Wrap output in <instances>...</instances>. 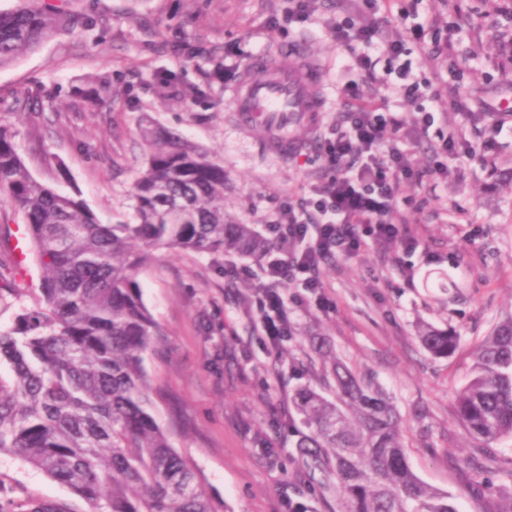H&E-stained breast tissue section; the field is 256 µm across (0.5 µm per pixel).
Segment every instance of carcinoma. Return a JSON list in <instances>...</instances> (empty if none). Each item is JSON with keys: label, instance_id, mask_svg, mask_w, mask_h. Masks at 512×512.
Listing matches in <instances>:
<instances>
[{"label": "carcinoma", "instance_id": "carcinoma-1", "mask_svg": "<svg viewBox=\"0 0 512 512\" xmlns=\"http://www.w3.org/2000/svg\"><path fill=\"white\" fill-rule=\"evenodd\" d=\"M66 22L41 0L0 11V67L51 38ZM147 158L133 184L136 224H105L80 198L35 178L0 124V222L26 224L40 276L33 306L0 329V454L40 469L93 512H224L202 490L195 465L160 421L164 393L144 361L165 341L136 277L158 249L259 255L267 243L224 210V167L175 134L146 128ZM423 348L445 357L457 337L433 327ZM329 359L336 396L310 387L289 396L295 454L321 474L347 512H459L455 497L410 468L401 420L387 394ZM458 419L478 442L464 462V489L485 491L512 465L490 445L512 437V317L475 351L457 394Z\"/></svg>", "mask_w": 512, "mask_h": 512}]
</instances>
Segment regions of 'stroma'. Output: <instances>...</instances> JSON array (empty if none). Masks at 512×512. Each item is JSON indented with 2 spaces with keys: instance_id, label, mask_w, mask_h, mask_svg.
<instances>
[{
  "instance_id": "obj_1",
  "label": "stroma",
  "mask_w": 512,
  "mask_h": 512,
  "mask_svg": "<svg viewBox=\"0 0 512 512\" xmlns=\"http://www.w3.org/2000/svg\"><path fill=\"white\" fill-rule=\"evenodd\" d=\"M68 24L35 50L0 68V122L11 125L21 158L37 179L79 191L103 221H137L132 183L147 147L144 128L180 135L205 149L229 179L224 208L240 223L260 227L281 200L303 181L323 177L319 135L336 123L343 100L336 64L347 58L323 25L352 9L353 0H322L303 25L283 30L287 0H56ZM180 30L202 53L179 55L170 43ZM463 74L448 72L447 58L428 61L412 51L415 76L439 92L433 110L461 97L477 113L512 89V69L497 62L500 42L473 46L467 33L454 37ZM307 43L323 71L326 107L315 126L296 130L293 155L268 151L259 129L240 128L233 88L247 68L224 80L212 77V58L227 48L247 60L275 58L296 42ZM174 73L161 86L158 74ZM78 87L103 89L109 103L88 111L73 97ZM476 142L495 137L491 163L464 168L439 185L417 211H405L415 252L399 243L378 246L323 267L331 302L291 304L289 334L280 354L250 323L253 285L263 271L252 257L156 251L137 282L153 318L166 332V348L145 365L167 391L163 422L178 420L175 448L196 465L208 496L224 512H343L335 493L322 492L316 476L295 459L288 398L301 386L333 396L319 348L331 350L358 376L380 386L402 419L408 463L427 485L455 494L460 512H484L488 495L503 488L490 474L488 495L462 493V461L475 442L456 416L455 395L470 378L476 346L495 325L512 317V132L492 135L486 122L468 127ZM17 288L0 300V327L12 325L32 305L38 285L33 258L0 254ZM247 266L249 279L233 268ZM445 272L463 287L428 288L425 277ZM430 325L457 336L453 354L437 358L418 332ZM64 501L74 512H92L80 496L42 471L0 455V503L17 506Z\"/></svg>"
}]
</instances>
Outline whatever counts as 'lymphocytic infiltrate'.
<instances>
[{"label": "lymphocytic infiltrate", "mask_w": 512, "mask_h": 512, "mask_svg": "<svg viewBox=\"0 0 512 512\" xmlns=\"http://www.w3.org/2000/svg\"><path fill=\"white\" fill-rule=\"evenodd\" d=\"M411 14L406 0H360L354 11L329 26L336 42L351 53L341 67L343 116L320 142L334 175L299 184L263 226V237L273 248L264 258L263 281L254 290L258 305L253 327L268 336L274 351H281L288 335L284 283L317 294L323 305L327 298L321 293V272L328 260L351 258L391 241L416 249L417 239L393 219L403 187L424 183L436 190L439 183L456 178L462 164L487 158L488 145L475 143L463 131L474 113L466 102L457 101L452 105L457 122L431 145L430 167L418 169L407 145L415 133L435 124L436 113L419 107L409 123L402 113L387 111L384 100L366 94L379 53L389 61L391 85L406 100L418 103L431 96V87L420 86L413 73L406 44L411 39L430 42L437 56L453 52L454 45L442 35L440 16L419 23L411 21Z\"/></svg>", "instance_id": "1"}]
</instances>
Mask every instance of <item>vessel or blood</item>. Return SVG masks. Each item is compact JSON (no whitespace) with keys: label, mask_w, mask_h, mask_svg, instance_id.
<instances>
[{"label":"vessel or blood","mask_w":512,"mask_h":512,"mask_svg":"<svg viewBox=\"0 0 512 512\" xmlns=\"http://www.w3.org/2000/svg\"><path fill=\"white\" fill-rule=\"evenodd\" d=\"M233 98L239 124L261 129L267 147L286 156L301 146L296 126L313 125L325 109L322 70L300 44L280 58L251 61Z\"/></svg>","instance_id":"b4317fda"}]
</instances>
